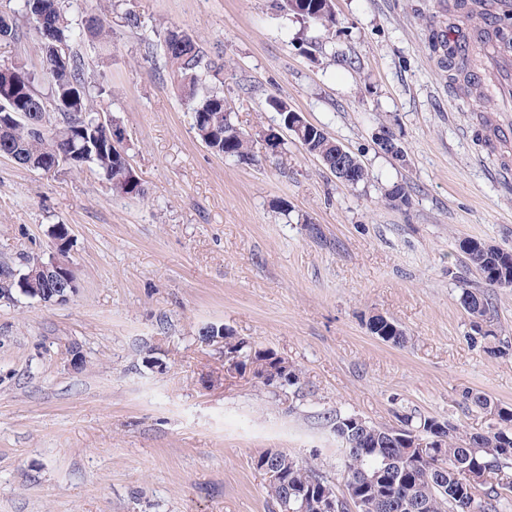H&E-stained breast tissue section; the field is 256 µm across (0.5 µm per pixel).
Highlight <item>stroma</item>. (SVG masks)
Returning <instances> with one entry per match:
<instances>
[{"label":"stroma","instance_id":"35a3bbf8","mask_svg":"<svg viewBox=\"0 0 512 512\" xmlns=\"http://www.w3.org/2000/svg\"><path fill=\"white\" fill-rule=\"evenodd\" d=\"M129 9L141 29L123 26ZM106 21L111 40L84 52L144 197L0 157V263L49 259L65 224L77 284L63 304L0 299V512H270L253 458L316 448L335 476L326 414L393 426L406 411L480 431L463 391L512 407V355L467 337L461 288L482 281L459 250L512 251V140L489 142L512 112L449 85L429 49L448 0H335L327 26L278 0H114ZM174 26L223 54L242 128L277 125L266 100L281 98L367 181L341 182L290 137L283 167L260 147L249 164L207 149L144 40ZM395 183L407 201L385 200ZM374 313L403 346L371 336ZM210 325L288 358L302 386L225 375Z\"/></svg>","mask_w":512,"mask_h":512}]
</instances>
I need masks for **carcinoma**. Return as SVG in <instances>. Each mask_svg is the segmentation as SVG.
Here are the masks:
<instances>
[{"label":"carcinoma","instance_id":"obj_1","mask_svg":"<svg viewBox=\"0 0 512 512\" xmlns=\"http://www.w3.org/2000/svg\"><path fill=\"white\" fill-rule=\"evenodd\" d=\"M68 0H19V8L0 11V41L24 37L18 17L29 23L39 15L49 19L51 36L35 32L41 44V68L48 91L40 90L36 76L24 63L0 71V156L15 163L60 171L87 167L110 185L112 192L128 198L144 196L142 184L133 181L128 142L112 141L110 127L125 128L108 113L105 99L112 90L93 78L86 65L83 46L109 37L112 27L96 15L73 18ZM283 8L301 19L325 25L332 10L325 0H283ZM167 75L191 114L196 137L213 153L237 159L255 160L254 146L264 141L270 148L266 157L280 165L286 155L285 142L275 141L262 128L243 130L224 96V61L213 57L193 34L171 27L156 34ZM64 46L62 59L53 48ZM430 49L448 68V82L457 93L474 97L481 53L456 61L449 39L432 35ZM267 105L279 115L280 126L288 127L292 109L271 96ZM308 153L320 158L329 170L336 168V141L312 123L292 133ZM460 250L481 280L491 288H512V252L487 248L478 240H465ZM28 269L0 265V298L12 300L20 287L45 289L41 281L21 283ZM461 304L469 317V339L484 345L494 357L509 355L507 338L498 335L490 320L491 302L477 288H463ZM371 335L384 343H405L403 329L382 316L367 326ZM235 349L244 360L259 362L262 350L243 338H235ZM463 402L491 416L484 432H468L459 425L434 416L402 413L394 427L351 426L354 415L337 413L327 418L336 435L337 487L318 464V455L298 459L285 452L265 451L280 459L284 476L266 491L278 512H301L302 503L325 494H336L338 512H512V408L479 391L467 390ZM426 442L418 448L415 441Z\"/></svg>","mask_w":512,"mask_h":512}]
</instances>
